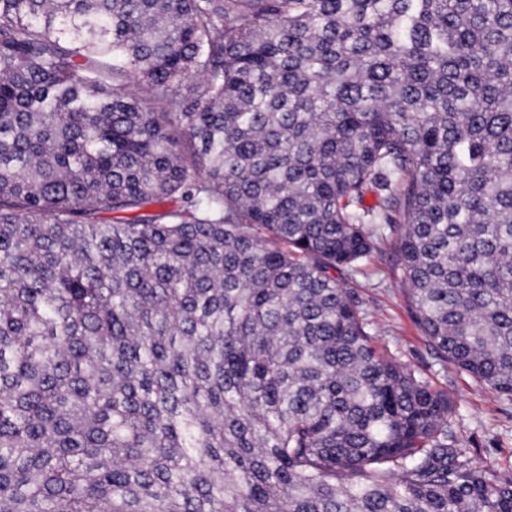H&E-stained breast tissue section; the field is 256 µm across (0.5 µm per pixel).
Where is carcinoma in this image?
Returning <instances> with one entry per match:
<instances>
[{
	"label": "carcinoma",
	"mask_w": 512,
	"mask_h": 512,
	"mask_svg": "<svg viewBox=\"0 0 512 512\" xmlns=\"http://www.w3.org/2000/svg\"><path fill=\"white\" fill-rule=\"evenodd\" d=\"M388 238L512 400V0H0V512H512ZM392 243L388 239L382 252L347 278L361 312L379 323L375 345L448 394L454 406L453 432L472 463L512 477V402L435 356L408 310Z\"/></svg>",
	"instance_id": "obj_1"
}]
</instances>
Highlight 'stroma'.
Here are the masks:
<instances>
[{
  "mask_svg": "<svg viewBox=\"0 0 512 512\" xmlns=\"http://www.w3.org/2000/svg\"><path fill=\"white\" fill-rule=\"evenodd\" d=\"M347 283L361 311L378 324L375 345L447 394L452 429L472 463L512 477V402L435 356L408 310L391 244H383Z\"/></svg>",
  "mask_w": 512,
  "mask_h": 512,
  "instance_id": "1",
  "label": "stroma"
}]
</instances>
